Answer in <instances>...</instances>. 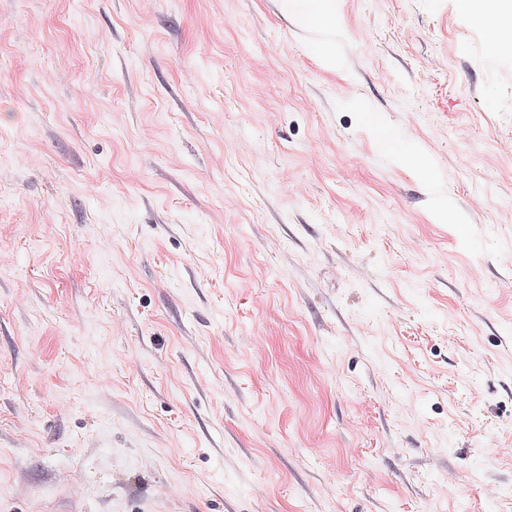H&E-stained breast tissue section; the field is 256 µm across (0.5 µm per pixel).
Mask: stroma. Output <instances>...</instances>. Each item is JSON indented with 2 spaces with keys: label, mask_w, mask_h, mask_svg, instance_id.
<instances>
[{
  "label": "stroma",
  "mask_w": 512,
  "mask_h": 512,
  "mask_svg": "<svg viewBox=\"0 0 512 512\" xmlns=\"http://www.w3.org/2000/svg\"><path fill=\"white\" fill-rule=\"evenodd\" d=\"M332 7L0 0V512H512V59ZM284 10L288 13V3L294 4L299 11L302 23L316 26L325 23L329 17L330 0H280Z\"/></svg>",
  "instance_id": "1"
}]
</instances>
